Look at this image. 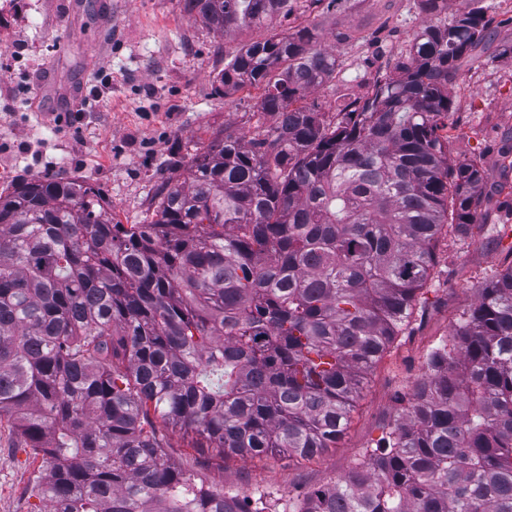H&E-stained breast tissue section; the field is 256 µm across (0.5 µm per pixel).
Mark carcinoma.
Returning a JSON list of instances; mask_svg holds the SVG:
<instances>
[{
	"mask_svg": "<svg viewBox=\"0 0 512 512\" xmlns=\"http://www.w3.org/2000/svg\"><path fill=\"white\" fill-rule=\"evenodd\" d=\"M183 2L223 35L297 0ZM487 28L477 10L422 27L397 75L334 115L302 103L336 78L308 27L242 46L224 88L260 89L276 126L217 133L147 224L114 221L85 179L0 192V416L42 459V512H250L175 467L162 426L210 459L336 447L438 239L482 206L485 170L440 131ZM288 512H512V264L431 354L385 446Z\"/></svg>",
	"mask_w": 512,
	"mask_h": 512,
	"instance_id": "1",
	"label": "carcinoma"
}]
</instances>
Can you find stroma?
<instances>
[{
    "mask_svg": "<svg viewBox=\"0 0 512 512\" xmlns=\"http://www.w3.org/2000/svg\"><path fill=\"white\" fill-rule=\"evenodd\" d=\"M71 0H0V172L10 183L44 175L78 176L98 185L123 224L150 222L167 180L186 174L189 157L226 130L251 138L269 130L254 89L224 90V63L243 44L296 26L312 29L318 45L336 56L333 81L312 89L307 103L332 112L395 73L413 34L427 24L481 9L485 38L460 62L444 130L453 157L486 170L483 204L465 238L447 236L435 249L436 267L419 294L409 327L364 382L343 439L311 459L285 455L209 460L179 433L168 432L167 455L196 480L230 495L264 490L297 498L326 487L367 461L404 416L432 349L449 339L477 290L512 264V0H446L428 13L422 0H298L289 18L220 35L183 9L181 0H100L80 13ZM61 83L78 82L95 102L81 123L56 122L62 101L37 112L35 84L42 70ZM40 462L20 445L8 419L0 420V512H35L32 497Z\"/></svg>",
    "mask_w": 512,
    "mask_h": 512,
    "instance_id": "stroma-1",
    "label": "stroma"
}]
</instances>
